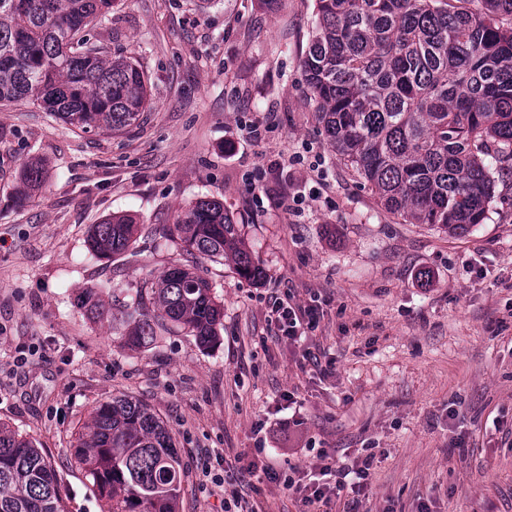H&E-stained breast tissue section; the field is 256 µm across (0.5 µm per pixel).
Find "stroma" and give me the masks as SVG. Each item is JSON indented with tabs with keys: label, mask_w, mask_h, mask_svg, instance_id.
<instances>
[{
	"label": "stroma",
	"mask_w": 512,
	"mask_h": 512,
	"mask_svg": "<svg viewBox=\"0 0 512 512\" xmlns=\"http://www.w3.org/2000/svg\"><path fill=\"white\" fill-rule=\"evenodd\" d=\"M316 20L315 0H114L90 35L143 71L139 126L84 132L0 104V422L51 462L65 512L104 510L74 433L122 395L172 434L179 512H221L232 490L257 512H300L246 468L321 451L372 457L366 512H512V206L460 236L385 211L317 119L302 67ZM256 120L259 141L244 130ZM34 159L47 176L24 199ZM200 198L223 202L263 276L198 260L224 309L217 346L178 331L130 349L77 297L98 288L117 312L184 263L162 227ZM114 215L137 224L133 252L96 259L89 232ZM287 293L319 300L299 350L270 321ZM291 414L306 454L278 427Z\"/></svg>",
	"instance_id": "obj_1"
}]
</instances>
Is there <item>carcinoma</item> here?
I'll return each instance as SVG.
<instances>
[{
	"instance_id": "1",
	"label": "carcinoma",
	"mask_w": 512,
	"mask_h": 512,
	"mask_svg": "<svg viewBox=\"0 0 512 512\" xmlns=\"http://www.w3.org/2000/svg\"><path fill=\"white\" fill-rule=\"evenodd\" d=\"M114 0H0V103L32 100L65 124L118 132L146 108L143 72L102 54L88 27ZM302 64L317 118L343 164L409 224L452 235L487 219L496 174L512 161V0H317ZM46 169L23 166L36 190ZM136 224L113 216L91 230L100 259L132 249ZM192 258L262 270L224 204L199 199L165 227ZM77 305L110 309L90 288ZM223 312L195 264L143 282L125 304V343L141 349L184 330L204 347ZM75 457L105 512H178L181 462L167 425L123 396L95 406ZM0 512H64L55 470L33 442L0 422Z\"/></svg>"
}]
</instances>
